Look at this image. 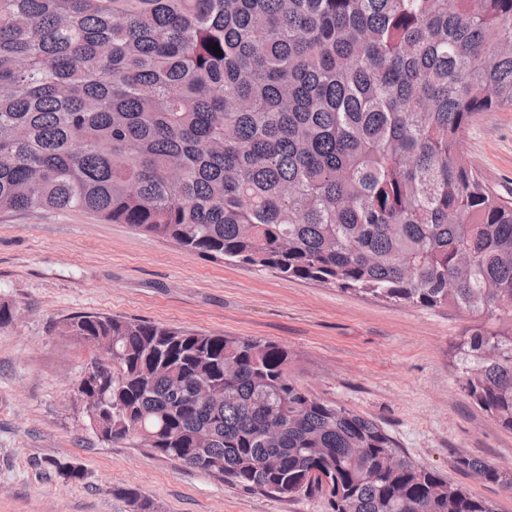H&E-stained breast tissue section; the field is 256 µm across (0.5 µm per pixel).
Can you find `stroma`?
<instances>
[{
  "label": "stroma",
  "instance_id": "1",
  "mask_svg": "<svg viewBox=\"0 0 512 512\" xmlns=\"http://www.w3.org/2000/svg\"><path fill=\"white\" fill-rule=\"evenodd\" d=\"M465 162L512 195V111L484 112L461 145ZM0 512H131L134 487L156 512H330L326 499L274 498L100 442L77 384L90 352L63 335L79 313L284 346L314 396L381 425L411 459L512 512V494L455 466L478 457L512 469V432L459 384L457 347L481 319L412 307L229 263L82 211H0ZM80 467L70 482L51 460Z\"/></svg>",
  "mask_w": 512,
  "mask_h": 512
}]
</instances>
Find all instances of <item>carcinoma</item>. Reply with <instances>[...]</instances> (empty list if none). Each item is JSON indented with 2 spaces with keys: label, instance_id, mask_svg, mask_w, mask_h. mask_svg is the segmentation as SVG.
Returning <instances> with one entry per match:
<instances>
[{
  "label": "carcinoma",
  "instance_id": "cac0c4a2",
  "mask_svg": "<svg viewBox=\"0 0 512 512\" xmlns=\"http://www.w3.org/2000/svg\"><path fill=\"white\" fill-rule=\"evenodd\" d=\"M511 109L512 0H0V209L85 211L211 261L497 322L458 364L509 431L512 198L459 146ZM64 332L112 340L91 358L112 377L89 393L104 443L331 512H497L311 395L284 346L93 313ZM457 467L512 490L493 463Z\"/></svg>",
  "mask_w": 512,
  "mask_h": 512
}]
</instances>
